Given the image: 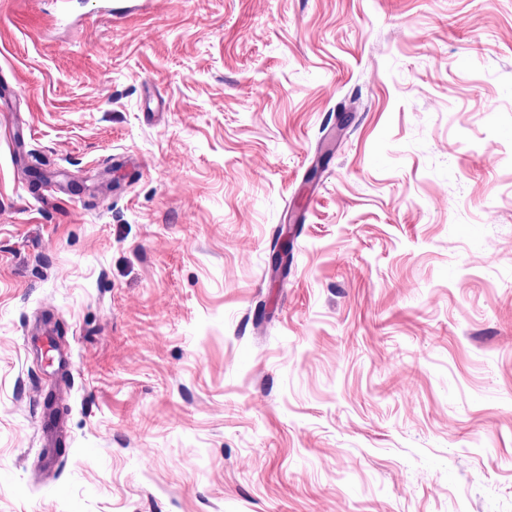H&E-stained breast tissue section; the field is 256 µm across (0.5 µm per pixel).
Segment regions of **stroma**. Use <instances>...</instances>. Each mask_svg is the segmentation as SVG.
Returning <instances> with one entry per match:
<instances>
[{"label": "stroma", "instance_id": "1", "mask_svg": "<svg viewBox=\"0 0 512 512\" xmlns=\"http://www.w3.org/2000/svg\"><path fill=\"white\" fill-rule=\"evenodd\" d=\"M0 512H512V0H0ZM43 421L40 424V431L43 439L46 441L48 448V457L46 465L51 467L60 458V446L67 444V430L64 421L60 417L54 416L45 404L42 405Z\"/></svg>", "mask_w": 512, "mask_h": 512}]
</instances>
